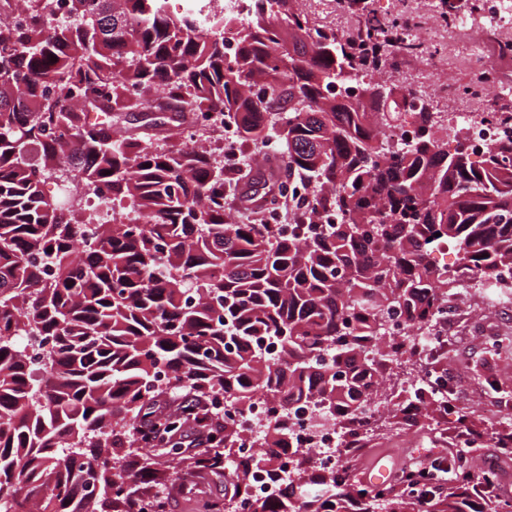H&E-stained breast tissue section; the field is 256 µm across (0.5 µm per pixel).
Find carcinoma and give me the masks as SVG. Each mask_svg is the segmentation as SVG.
<instances>
[{"label":"carcinoma","mask_w":512,"mask_h":512,"mask_svg":"<svg viewBox=\"0 0 512 512\" xmlns=\"http://www.w3.org/2000/svg\"><path fill=\"white\" fill-rule=\"evenodd\" d=\"M65 2L59 20L57 0H0V512H144L153 448L178 473L223 482L230 512L248 499L252 471L289 453L293 407H324L343 455L382 427L361 409L399 357L424 352L412 342L396 353L385 313L419 329L435 321L456 289L437 263L441 244L455 242L464 274L512 268V134L480 159L430 134L391 151L384 129L423 91L394 99L374 81L364 103L328 94L383 65L385 44L422 48L405 31L388 37L395 22L368 19L346 38L307 25L290 44L292 0H251L244 21L213 13L209 37L165 0ZM18 7L23 24L10 21ZM92 112L155 126L168 112L179 128L224 115L252 156L286 158L303 187L288 207L294 233L225 211L242 169L191 143L114 137ZM52 176L85 196L107 190L112 209L142 223H95L81 200L44 193ZM29 346L43 349L36 369ZM162 372L224 416L185 468L178 436L194 414L157 416ZM255 395L273 418L252 458L236 454L238 426L216 400L239 412ZM442 410V387L421 380L385 419L424 427ZM294 473L253 512H512L511 500L474 495L492 476L467 459L447 481L404 469L388 487L358 483L346 465L325 473L308 455Z\"/></svg>","instance_id":"carcinoma-1"}]
</instances>
